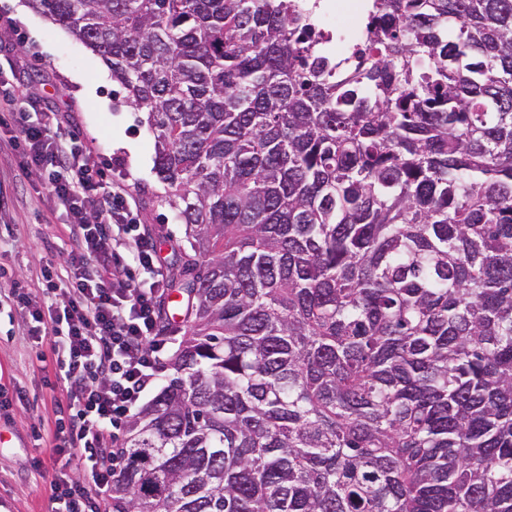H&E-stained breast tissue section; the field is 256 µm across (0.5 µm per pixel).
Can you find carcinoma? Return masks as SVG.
I'll return each instance as SVG.
<instances>
[{"label": "carcinoma", "mask_w": 512, "mask_h": 512, "mask_svg": "<svg viewBox=\"0 0 512 512\" xmlns=\"http://www.w3.org/2000/svg\"><path fill=\"white\" fill-rule=\"evenodd\" d=\"M146 113L194 255L112 512H512V0H30ZM338 11H347L352 19H360L359 22H354L352 25L343 31V47L349 48L360 37L363 27V21L366 14L363 9V0H324L323 9L321 14V24L325 31L336 34V29L333 26V15Z\"/></svg>", "instance_id": "1"}]
</instances>
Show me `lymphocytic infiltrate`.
<instances>
[{
	"mask_svg": "<svg viewBox=\"0 0 512 512\" xmlns=\"http://www.w3.org/2000/svg\"><path fill=\"white\" fill-rule=\"evenodd\" d=\"M2 104L41 113L40 125L23 129L26 163L43 173L74 243L67 272L43 267L40 295L16 285L8 291L35 347L51 345L56 381L67 394L46 512H101L125 465L117 453L104 461L105 436L119 434L156 385L172 342L160 324L166 281L134 199L111 167L65 135L59 113L40 99L3 88ZM135 269L149 284L132 278Z\"/></svg>",
	"mask_w": 512,
	"mask_h": 512,
	"instance_id": "obj_1",
	"label": "lymphocytic infiltrate"
}]
</instances>
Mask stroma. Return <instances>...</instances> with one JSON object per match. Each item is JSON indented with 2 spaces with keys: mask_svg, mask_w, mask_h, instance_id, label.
I'll use <instances>...</instances> for the list:
<instances>
[{
  "mask_svg": "<svg viewBox=\"0 0 512 512\" xmlns=\"http://www.w3.org/2000/svg\"><path fill=\"white\" fill-rule=\"evenodd\" d=\"M0 13L17 18L16 32L0 33L12 45L15 69L0 70V81L20 85L55 111L79 143L112 167L122 168L126 190L138 204V218L155 238L164 272L179 268L190 246L154 167V137L145 115L127 101L100 56L64 28L28 6V0H0ZM20 126L0 107V284L41 288L40 269L64 264L72 243L65 218L43 185L42 175L24 169L15 144ZM52 353H39L12 303L0 304V387L13 397L0 407V512H44L52 469L51 435L65 395L45 385ZM23 392L16 401L15 392ZM43 466L34 469V458Z\"/></svg>",
  "mask_w": 512,
  "mask_h": 512,
  "instance_id": "35a3bbf8",
  "label": "stroma"
}]
</instances>
